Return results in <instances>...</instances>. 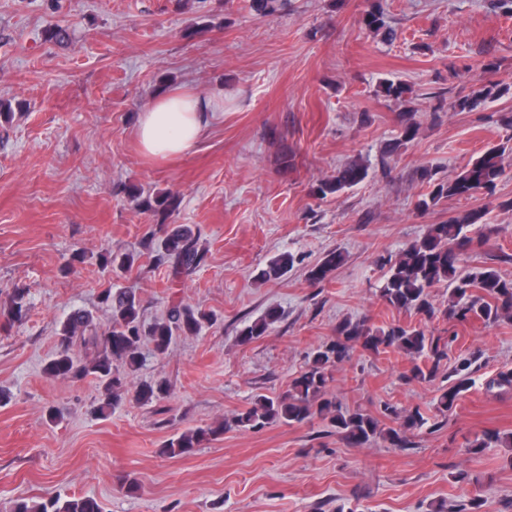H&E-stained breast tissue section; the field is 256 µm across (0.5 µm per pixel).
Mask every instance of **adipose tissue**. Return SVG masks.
I'll use <instances>...</instances> for the list:
<instances>
[{"label": "adipose tissue", "mask_w": 512, "mask_h": 512, "mask_svg": "<svg viewBox=\"0 0 512 512\" xmlns=\"http://www.w3.org/2000/svg\"><path fill=\"white\" fill-rule=\"evenodd\" d=\"M223 117V93L203 96L180 88L162 90L140 113L136 141L146 158L181 157L190 154L209 127Z\"/></svg>", "instance_id": "ef3b65f1"}]
</instances>
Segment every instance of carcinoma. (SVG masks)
Returning <instances> with one entry per match:
<instances>
[{"label": "carcinoma", "mask_w": 512, "mask_h": 512, "mask_svg": "<svg viewBox=\"0 0 512 512\" xmlns=\"http://www.w3.org/2000/svg\"><path fill=\"white\" fill-rule=\"evenodd\" d=\"M284 3L285 0H250L249 8L269 17L278 14ZM365 25L375 32L391 36L383 13L377 10L366 14ZM504 92L505 89L495 83L482 84L471 95L454 100L451 106L460 112L471 111L480 102L498 98ZM414 116L415 113L409 111L400 113L401 133L388 143L386 154L397 153L415 138L418 124ZM502 125L506 130L505 141L487 148L454 178L437 180L430 168H421L419 179L427 186L428 192L419 195L415 209L424 213L445 198L492 192L505 172L504 155L512 150V117H503ZM368 171L369 166L363 161L348 163L319 182L314 193L322 199L338 195L362 183ZM128 196L137 202L139 208L162 222L179 205L178 196L170 192L145 197L143 191L136 188L129 191ZM484 215L485 211L480 210L441 224H431L420 239L410 243L398 255L383 258L381 265L388 267V271L380 288L382 301L398 311H415L426 316L439 313L449 322L478 320L490 326L512 320V277H506L490 266L476 272L467 271L462 266L464 251L482 245L497 232L496 228L481 223ZM160 257L176 272L188 274L199 266L203 253L193 232L179 226L168 231ZM133 262L131 254L107 253L100 260L102 266L120 271L130 268ZM342 262L340 252H327L310 270L311 279L324 281ZM292 263V255L282 254L269 263L261 278L276 279ZM443 283L448 286V303L438 311L428 300V290ZM102 303L110 313L103 328L94 323L92 315L81 309L67 315L58 334L57 352L44 365L43 373L54 378L78 380L93 377L103 394V404L109 409L115 408L129 393L141 402L163 398L168 393V385L162 378L134 388L128 386V374L142 365V346L148 343L156 355L162 356L167 353L174 335L196 336L204 325L212 323V316L199 309L177 305L146 327L141 321V301L135 293L108 288L103 293ZM27 311L24 295L14 294L10 298L8 321H22ZM279 318L278 310H267L261 318L241 330V342L248 343L265 335ZM456 339L455 333L446 337L433 336L421 326L392 323L376 327L367 320L341 322L336 326V339L313 353L308 368L293 380L285 392L276 397L256 395L250 407L232 420L190 429L169 440L162 454L168 457L189 454L203 442L234 428L261 430L273 423L301 424L316 417L328 421L336 435L349 446L359 447L383 439L395 448H406L408 433L428 424L429 418L421 409L400 410L386 404L381 413L390 421L388 425L370 413L351 411L338 400L327 397L332 370L350 360L358 347L375 354L391 349L411 363L409 372L402 375L403 379L408 382L431 381L436 378L441 362L448 357V348ZM89 341L97 348L93 357L89 360L75 357L74 346ZM473 362L472 358H463L448 374L452 382L437 399L439 415L446 416L471 387ZM495 447L512 448V433L486 431L465 439L463 444L466 452L473 455ZM11 512H102V508L95 498L87 496L65 501L50 497L32 503L20 498L14 501Z\"/></svg>", "instance_id": "carcinoma-1"}]
</instances>
